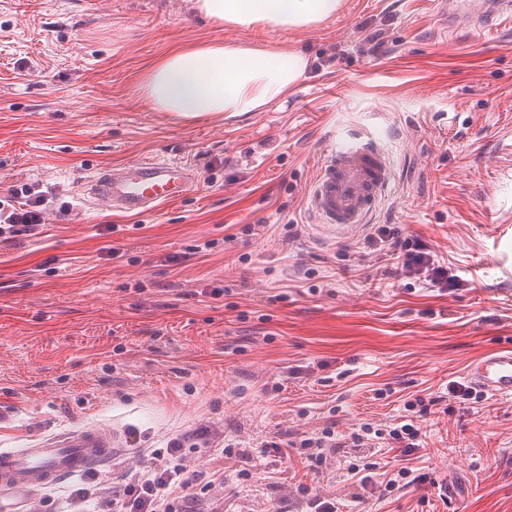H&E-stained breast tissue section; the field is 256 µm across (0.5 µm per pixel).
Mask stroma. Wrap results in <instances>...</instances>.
Segmentation results:
<instances>
[{
	"instance_id": "35a3bbf8",
	"label": "stroma",
	"mask_w": 512,
	"mask_h": 512,
	"mask_svg": "<svg viewBox=\"0 0 512 512\" xmlns=\"http://www.w3.org/2000/svg\"><path fill=\"white\" fill-rule=\"evenodd\" d=\"M435 3L344 0L284 31L220 27L193 0H0V194L48 200L40 234L0 244V448L81 425L137 439L27 506L73 512L76 488L110 489L137 451L205 430L188 457L224 481L196 484L190 512H305L303 486L339 512H512V397L435 406L406 462L344 448L314 470L292 446L385 422L512 343V16L452 35ZM213 39L294 47L309 66L259 112L153 111L146 66ZM349 129L384 138L395 186L367 228L326 234L305 196ZM146 157L190 165L197 190L145 216L83 201L99 169ZM389 224L431 246L447 291L370 280ZM352 463L419 479L360 492Z\"/></svg>"
}]
</instances>
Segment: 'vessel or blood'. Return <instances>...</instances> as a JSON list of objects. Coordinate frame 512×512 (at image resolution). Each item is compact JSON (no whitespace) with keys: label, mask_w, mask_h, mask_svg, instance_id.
Segmentation results:
<instances>
[{"label":"vessel or blood","mask_w":512,"mask_h":512,"mask_svg":"<svg viewBox=\"0 0 512 512\" xmlns=\"http://www.w3.org/2000/svg\"><path fill=\"white\" fill-rule=\"evenodd\" d=\"M449 29H485L512 16V0H445ZM191 166L145 158L96 173L85 183L91 202L140 215L181 200L197 186ZM393 159L372 132H341L330 140L307 192L314 223L331 231L355 232L370 223L391 194ZM465 375L477 389L512 397V346L473 360ZM118 435L106 426L69 429L18 449L0 448V493L19 486L36 492L81 476L111 460Z\"/></svg>","instance_id":"1"}]
</instances>
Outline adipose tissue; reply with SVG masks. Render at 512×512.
Returning a JSON list of instances; mask_svg holds the SVG:
<instances>
[{"instance_id":"1","label":"adipose tissue","mask_w":512,"mask_h":512,"mask_svg":"<svg viewBox=\"0 0 512 512\" xmlns=\"http://www.w3.org/2000/svg\"><path fill=\"white\" fill-rule=\"evenodd\" d=\"M342 0H194L196 13L238 29L271 25L295 31L336 15ZM308 59L295 48H257L221 40L181 43L148 65L139 84L156 112L190 119L258 112L287 97Z\"/></svg>"}]
</instances>
